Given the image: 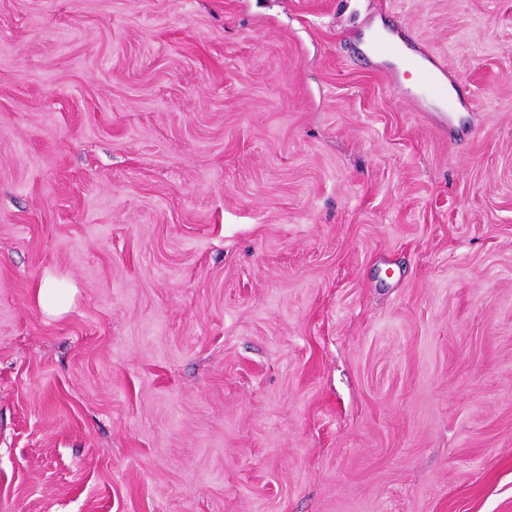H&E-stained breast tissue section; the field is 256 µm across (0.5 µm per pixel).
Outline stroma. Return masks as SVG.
Masks as SVG:
<instances>
[{
    "label": "stroma",
    "mask_w": 512,
    "mask_h": 512,
    "mask_svg": "<svg viewBox=\"0 0 512 512\" xmlns=\"http://www.w3.org/2000/svg\"><path fill=\"white\" fill-rule=\"evenodd\" d=\"M0 512H512V0H0ZM403 45L408 48L393 30L383 27L371 33L363 51L372 59L400 61L405 67L419 72L427 85L435 91L440 75L446 71L445 64L420 46L410 49L411 54H405ZM74 286L54 276L44 278L37 287L39 306L47 314H60L66 310Z\"/></svg>",
    "instance_id": "obj_1"
}]
</instances>
